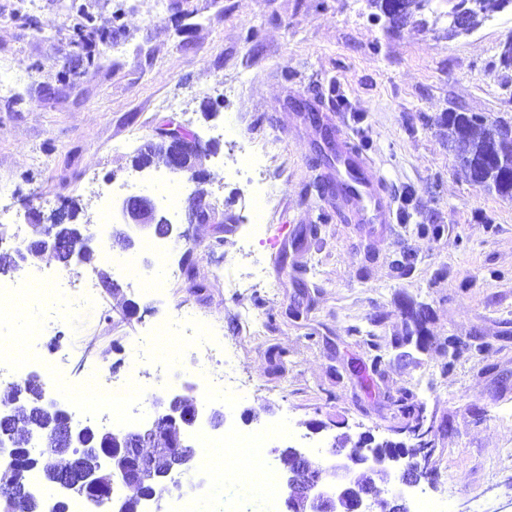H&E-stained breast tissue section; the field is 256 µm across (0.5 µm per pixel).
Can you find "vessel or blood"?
Returning <instances> with one entry per match:
<instances>
[{"label": "vessel or blood", "mask_w": 512, "mask_h": 512, "mask_svg": "<svg viewBox=\"0 0 512 512\" xmlns=\"http://www.w3.org/2000/svg\"><path fill=\"white\" fill-rule=\"evenodd\" d=\"M321 122L328 130L333 151L324 186L335 194L339 213L356 224L393 223L392 194L371 158L353 142L341 120L325 116Z\"/></svg>", "instance_id": "obj_1"}]
</instances>
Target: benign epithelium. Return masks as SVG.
<instances>
[{"label":"benign epithelium","instance_id":"1","mask_svg":"<svg viewBox=\"0 0 512 512\" xmlns=\"http://www.w3.org/2000/svg\"><path fill=\"white\" fill-rule=\"evenodd\" d=\"M448 9L450 25L448 33L467 35L478 26L477 17L459 5V0H441ZM160 137L169 141L175 153L169 169L186 172L200 182L204 174L197 169L201 150L185 153L180 145L184 141L195 144L197 135L187 136L179 127L166 128ZM123 224L128 231L122 233L124 247L130 248L141 236L166 237L171 226L163 225V219L154 199L148 195L125 198L119 206ZM27 223L36 229L46 222L62 224L64 219L52 216L45 218L37 208L26 213ZM69 248L68 242L56 239L43 244L40 249L29 248L23 261L34 263L43 254ZM196 384L186 380L151 400L153 417L146 427L137 431H112V451L93 470H88L71 460L70 467L51 479L50 487L55 491L53 506H58L71 494H83L93 487H112L116 479L126 486L151 487L163 483L172 474L189 470L198 456L199 448L183 434L186 420L196 423L199 417L198 404L187 406V401L196 400ZM175 431V439L183 451L167 458V466L158 468L154 461L142 452V448L153 443L163 428ZM84 429L67 425L56 437L54 447L61 454L71 451L74 438ZM362 446L347 447V443L333 449L334 464L323 467L318 456L306 448L289 446L274 450V460L279 465L284 493L280 498L282 512H410L406 489L415 488L429 479L431 464L417 461L400 451L383 453L380 448L386 441L378 442L366 431L361 434ZM382 486L389 487L385 498L377 497ZM151 496L136 499L135 509H130V499H108V512H141L142 502L151 501Z\"/></svg>","mask_w":512,"mask_h":512}]
</instances>
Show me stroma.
I'll use <instances>...</instances> for the list:
<instances>
[{"mask_svg":"<svg viewBox=\"0 0 512 512\" xmlns=\"http://www.w3.org/2000/svg\"><path fill=\"white\" fill-rule=\"evenodd\" d=\"M423 16L426 26L392 30L371 0H0V84L27 79L0 98L7 230L27 206L48 215L72 200L95 229L102 190L137 176L132 160L160 129L214 143L208 182L181 198L186 213L197 192L220 196L213 223L180 224L184 282L101 293L57 338L28 337L47 358L68 354L61 390L100 366L162 393L153 365L130 367L125 350L182 308L223 326L252 390L226 411L243 428L279 427L273 446L327 458L342 434L394 436L407 389L440 428L428 493H447L448 512H512V199L466 178L441 124L448 111L512 124V66L501 61L512 11L457 37L444 11ZM312 100L373 158L395 223H348L324 195L321 135L295 122ZM218 126L256 148L252 176L269 190L260 238L250 236L248 186L224 175L231 147L209 136ZM422 224L440 231L421 235ZM220 266L242 287L218 286ZM407 302L427 305L431 342L403 359L393 341ZM245 308L256 325L241 320ZM449 335L489 348L449 368ZM378 354L368 393L347 365ZM314 422L324 431L310 433Z\"/></svg>","mask_w":512,"mask_h":512,"instance_id":"stroma-1","label":"stroma"}]
</instances>
